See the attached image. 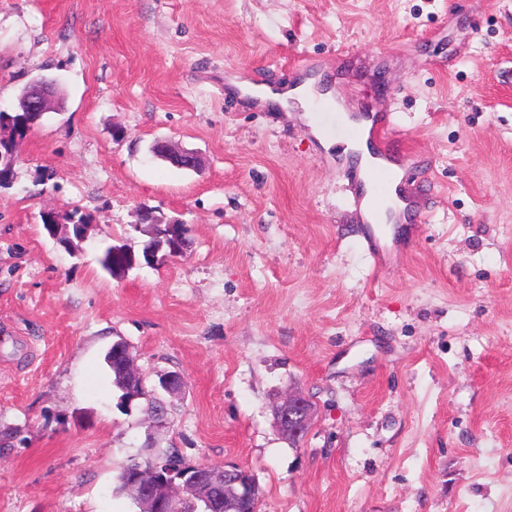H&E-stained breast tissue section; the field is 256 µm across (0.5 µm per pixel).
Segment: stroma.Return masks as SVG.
Here are the masks:
<instances>
[{
    "mask_svg": "<svg viewBox=\"0 0 512 512\" xmlns=\"http://www.w3.org/2000/svg\"><path fill=\"white\" fill-rule=\"evenodd\" d=\"M301 59L428 160L426 222L379 258L356 163L226 84ZM41 75L63 109L0 186V512H139L117 476L149 443L248 469L258 512H512V0H0V109ZM76 210L68 249L41 215ZM152 219L191 253L141 260ZM108 242L135 265L103 270ZM120 338L148 384L182 376L163 422L113 386ZM155 149L159 153L154 152L153 156L163 158L181 168H196L200 162L198 156L193 152L177 150L168 141L157 143ZM155 236L149 240V243L143 249V256L152 249V247L158 248L161 243L166 245L169 241L173 242V237H177L179 243L185 248V254L191 251L193 241L190 236V229L186 224L170 223V224H156L153 227ZM315 415V404L304 394L294 390L273 406L274 424L278 433L293 444L307 435Z\"/></svg>",
    "mask_w": 512,
    "mask_h": 512,
    "instance_id": "obj_1",
    "label": "stroma"
}]
</instances>
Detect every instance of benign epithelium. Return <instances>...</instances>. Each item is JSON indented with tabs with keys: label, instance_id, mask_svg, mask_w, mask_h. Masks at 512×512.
Segmentation results:
<instances>
[{
	"label": "benign epithelium",
	"instance_id": "obj_1",
	"mask_svg": "<svg viewBox=\"0 0 512 512\" xmlns=\"http://www.w3.org/2000/svg\"><path fill=\"white\" fill-rule=\"evenodd\" d=\"M27 108L30 112H51L58 109L56 86L44 79H36L28 87ZM157 156L173 165L192 169L199 165L196 154L177 150L164 141L156 144ZM316 415L315 404L304 394L290 391L273 406L274 424L280 436L290 443L300 442L310 430ZM135 494L141 512H177V505L184 501H208L213 492L237 487L236 498L224 495V512H233L236 503L254 498L257 483L250 471L240 466L208 467L184 471L179 477L156 467L141 469L133 479Z\"/></svg>",
	"mask_w": 512,
	"mask_h": 512
}]
</instances>
